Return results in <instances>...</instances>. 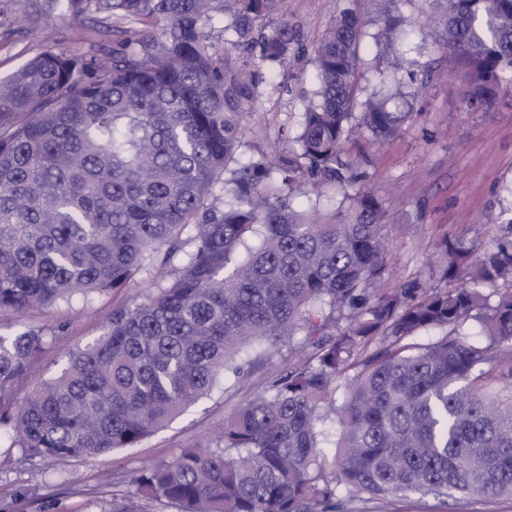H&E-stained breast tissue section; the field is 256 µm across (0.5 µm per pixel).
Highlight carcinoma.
Returning a JSON list of instances; mask_svg holds the SVG:
<instances>
[{"label": "carcinoma", "mask_w": 512, "mask_h": 512, "mask_svg": "<svg viewBox=\"0 0 512 512\" xmlns=\"http://www.w3.org/2000/svg\"><path fill=\"white\" fill-rule=\"evenodd\" d=\"M67 2L112 19V49L44 53L0 77V311L88 300L142 273L153 287L113 306L103 333L21 401L11 388L49 336L0 335V439L41 459L136 448L220 379L242 384L286 348L267 389L214 438L140 470L97 512H309L341 484L382 498L512 497V355L496 352L512 343V217L477 258L443 237L435 284L388 285L394 225L344 143L355 128L397 136L414 92L397 86L393 106L364 95L362 0H338L313 47L315 99L273 161L240 148L276 89L268 67L298 50L288 0ZM379 2L374 39L401 70L417 50L406 0ZM431 4L467 109H487L512 84V0ZM221 19L222 44L205 30ZM336 189L324 217L295 205ZM474 319L485 346L468 340ZM432 328L447 332L414 342Z\"/></svg>", "instance_id": "carcinoma-1"}]
</instances>
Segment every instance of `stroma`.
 Returning a JSON list of instances; mask_svg holds the SVG:
<instances>
[{"mask_svg": "<svg viewBox=\"0 0 512 512\" xmlns=\"http://www.w3.org/2000/svg\"><path fill=\"white\" fill-rule=\"evenodd\" d=\"M336 12V0H291L288 22L298 32L303 57L274 67L271 75L281 89L264 111L253 113L242 141L259 144V132L271 128L291 140L305 100L300 90L315 87L310 48ZM405 16L414 22L411 69L417 74L413 118L395 138L379 143L367 132L353 130L345 149L368 176L383 200L390 223L399 227L392 245L391 283L419 280L433 283L431 266L443 235L462 234L470 225H484L475 254L492 248L508 202L503 191L512 183V85L502 87L483 112L466 108L469 86L456 56L438 45L437 24L431 23L426 0H408ZM112 22L96 13L76 16L58 6L52 21L24 30L0 25V77L32 57L47 52L88 54L111 44ZM151 290L148 275L118 292L24 314L0 312V335L44 329L53 341L36 360L38 377H53L67 353L100 336L113 305L139 300ZM288 358L280 351L242 385L216 387L211 397L139 447L106 455L63 460L28 459L21 449L0 445V512H95L101 500L132 488L131 479L145 466L171 460L182 448L209 438L225 415L260 394L267 380ZM315 512H449L446 497L413 492L389 501L356 496L338 489L328 505Z\"/></svg>", "mask_w": 512, "mask_h": 512, "instance_id": "35a3bbf8", "label": "stroma"}]
</instances>
